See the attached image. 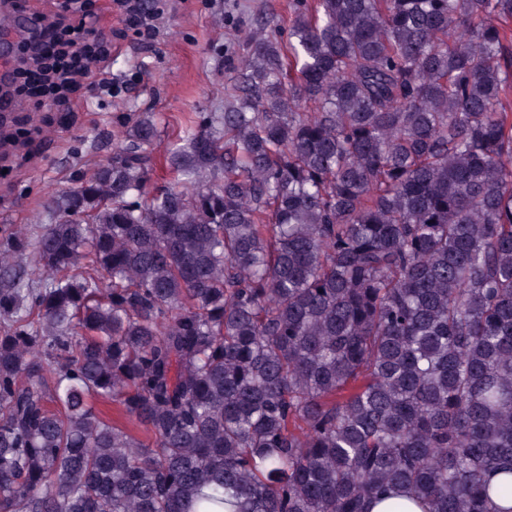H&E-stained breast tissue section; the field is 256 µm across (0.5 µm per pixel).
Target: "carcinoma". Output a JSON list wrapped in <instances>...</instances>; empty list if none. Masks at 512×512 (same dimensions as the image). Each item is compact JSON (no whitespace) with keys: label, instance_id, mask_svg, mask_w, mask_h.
Masks as SVG:
<instances>
[{"label":"carcinoma","instance_id":"obj_1","mask_svg":"<svg viewBox=\"0 0 512 512\" xmlns=\"http://www.w3.org/2000/svg\"><path fill=\"white\" fill-rule=\"evenodd\" d=\"M292 10L0 228V512H512V0ZM427 508L406 496H396L376 502L371 512H425Z\"/></svg>","mask_w":512,"mask_h":512}]
</instances>
